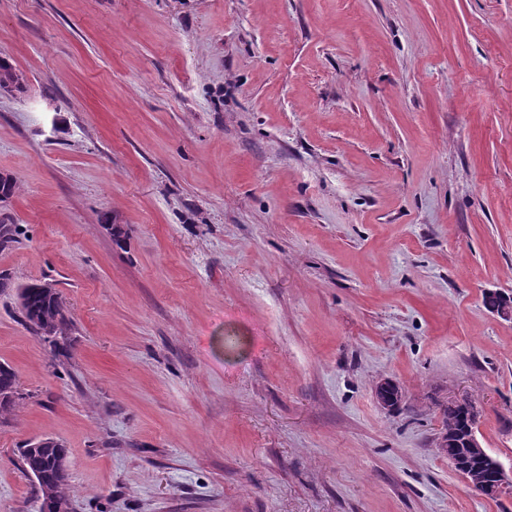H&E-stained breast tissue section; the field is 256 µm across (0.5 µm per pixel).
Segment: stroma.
<instances>
[{
  "mask_svg": "<svg viewBox=\"0 0 512 512\" xmlns=\"http://www.w3.org/2000/svg\"><path fill=\"white\" fill-rule=\"evenodd\" d=\"M0 58V512L46 437L75 512H512L438 451L465 397L512 468V0H0ZM17 297L25 324L49 345L56 347L64 339L67 319L59 291L51 283L31 282L17 288ZM25 398L14 370L0 363V417L13 414Z\"/></svg>",
  "mask_w": 512,
  "mask_h": 512,
  "instance_id": "35a3bbf8",
  "label": "stroma"
}]
</instances>
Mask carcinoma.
<instances>
[{
  "instance_id": "cac0c4a2",
  "label": "carcinoma",
  "mask_w": 512,
  "mask_h": 512,
  "mask_svg": "<svg viewBox=\"0 0 512 512\" xmlns=\"http://www.w3.org/2000/svg\"><path fill=\"white\" fill-rule=\"evenodd\" d=\"M0 88L5 91L22 89L20 76L5 60H0ZM17 297L28 328L44 342L57 346L64 338L67 325L59 291L50 283L31 282L17 288ZM24 399L16 373L9 365L0 363V417L13 414ZM444 422L464 436L475 429V421L451 406L444 413ZM19 454L26 473L36 482L39 512H72L64 444L51 438L29 441L19 449ZM469 471L477 485L493 480L491 462L484 456L470 459Z\"/></svg>"
}]
</instances>
